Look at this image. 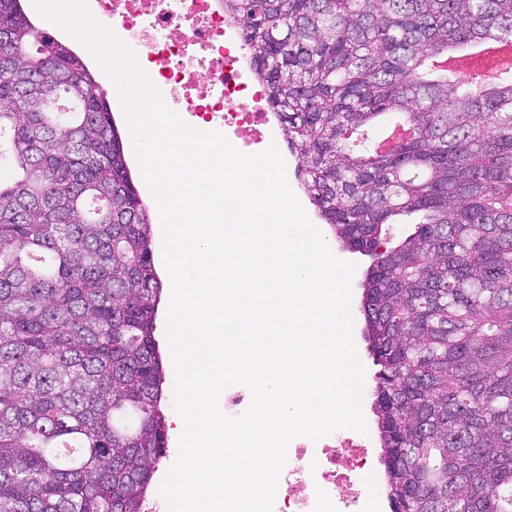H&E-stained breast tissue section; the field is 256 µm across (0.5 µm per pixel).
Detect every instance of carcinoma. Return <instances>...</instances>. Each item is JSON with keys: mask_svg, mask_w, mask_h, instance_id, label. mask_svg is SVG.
Here are the masks:
<instances>
[{"mask_svg": "<svg viewBox=\"0 0 512 512\" xmlns=\"http://www.w3.org/2000/svg\"><path fill=\"white\" fill-rule=\"evenodd\" d=\"M362 283L391 512H512V0H224ZM0 62V512H143L167 447L149 206L106 93L22 0ZM392 114L416 134L380 152ZM414 232L392 235L400 216ZM493 45L497 51L484 59L477 67L484 72V78L489 84L496 81L500 72L512 69V52L510 54L508 41L496 42Z\"/></svg>", "mask_w": 512, "mask_h": 512, "instance_id": "cac0c4a2", "label": "carcinoma"}]
</instances>
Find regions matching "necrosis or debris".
I'll return each instance as SVG.
<instances>
[{
    "instance_id": "necrosis-or-debris-1",
    "label": "necrosis or debris",
    "mask_w": 512,
    "mask_h": 512,
    "mask_svg": "<svg viewBox=\"0 0 512 512\" xmlns=\"http://www.w3.org/2000/svg\"><path fill=\"white\" fill-rule=\"evenodd\" d=\"M95 20L117 35L180 119L263 152L280 121L254 76L242 32L224 0H95ZM272 512H364L375 467L368 437L336 431L297 438L282 470ZM346 494L336 495V486Z\"/></svg>"
}]
</instances>
